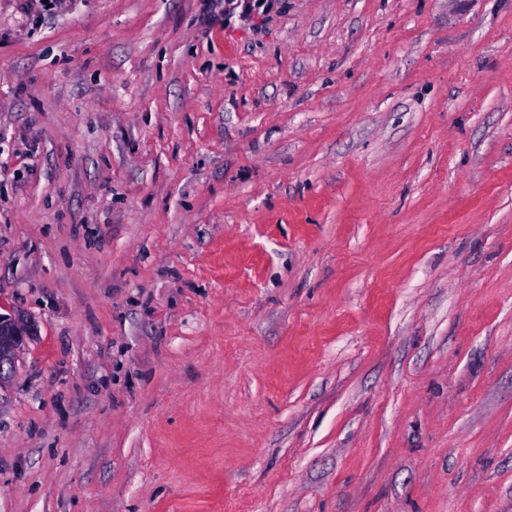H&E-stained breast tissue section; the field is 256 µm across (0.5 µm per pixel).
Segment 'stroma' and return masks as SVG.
Returning <instances> with one entry per match:
<instances>
[{
    "label": "stroma",
    "mask_w": 512,
    "mask_h": 512,
    "mask_svg": "<svg viewBox=\"0 0 512 512\" xmlns=\"http://www.w3.org/2000/svg\"><path fill=\"white\" fill-rule=\"evenodd\" d=\"M0 512H512V0H0ZM32 325L21 315H0V387L13 371L16 352L26 336L32 334Z\"/></svg>",
    "instance_id": "1"
}]
</instances>
